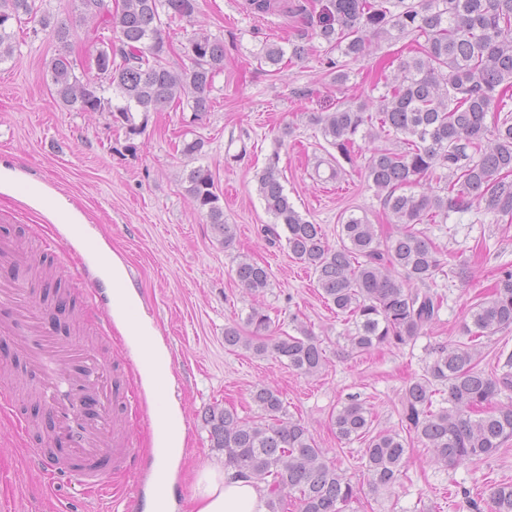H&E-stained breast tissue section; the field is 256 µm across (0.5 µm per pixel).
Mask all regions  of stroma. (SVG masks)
Returning <instances> with one entry per match:
<instances>
[{
	"mask_svg": "<svg viewBox=\"0 0 512 512\" xmlns=\"http://www.w3.org/2000/svg\"><path fill=\"white\" fill-rule=\"evenodd\" d=\"M284 2L287 11L259 16L245 0H199L198 25L224 44L213 106L198 118L188 110L136 113L143 127L137 135L109 113L60 107L43 74L59 44L42 31L18 34L16 61L0 64V164L16 171L20 182L44 185L86 217L90 231L124 261L144 315L164 340L175 363L170 392L190 432L171 488L174 512H193L198 472L224 463L223 452L211 446L206 413L232 407L244 420L257 419L252 393L260 385L279 391L288 418L301 420L327 460L358 487L346 512H470V498L481 512H490L492 489L512 483V440L493 456L453 468L411 443L401 479L375 492L363 442L338 441L331 417L355 399L370 411L373 432L400 430L405 387L423 374L435 349L466 341L472 308L491 294L501 269H512V222L479 206L451 214L444 224H424L440 263L427 286L445 297L436 322L408 344L352 352L349 326L324 302L314 274L289 257L285 243L263 233L271 218L257 192V176L278 155L290 200L303 218L321 225L329 244H337L340 217L350 210L388 234L381 201L362 174L372 143L356 140L354 171L319 180L317 163L333 148L309 116L377 98L400 45L373 41L348 83L336 86L327 75V47L311 25L321 0ZM291 41L310 46L304 60L283 63L277 71L258 63L264 44ZM185 138L204 142L195 159L175 149ZM195 166L215 178L224 218L236 228L231 245L218 241L186 191L185 175ZM35 225L50 235L59 231L20 195L0 192L1 238L29 237ZM244 256L268 268L270 286L263 294H249L235 282L234 269ZM254 308L270 317L274 336L293 333L303 323L326 351L320 373L304 376L274 357L226 346L225 328L250 335L246 319ZM17 439L0 415V505L9 512H124L125 498L137 486L136 469L114 476L111 499L75 504L61 484L52 500Z\"/></svg>",
	"mask_w": 512,
	"mask_h": 512,
	"instance_id": "35a3bbf8",
	"label": "stroma"
}]
</instances>
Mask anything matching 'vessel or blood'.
I'll use <instances>...</instances> for the list:
<instances>
[{"label": "vessel or blood", "mask_w": 512, "mask_h": 512, "mask_svg": "<svg viewBox=\"0 0 512 512\" xmlns=\"http://www.w3.org/2000/svg\"><path fill=\"white\" fill-rule=\"evenodd\" d=\"M31 258L17 240L0 241V335L17 342V356L31 382L28 395L14 386H0V408L16 410L24 397L33 398L47 421L50 447L29 449L47 484L60 481L76 496L107 490L115 474L127 471L133 458L134 431L120 424L118 414L137 401L110 356L99 344H111L112 321L97 315L95 280L79 274L72 291L83 303L80 330H94L99 344L79 337L49 335L42 313L32 301L25 271Z\"/></svg>", "instance_id": "1"}]
</instances>
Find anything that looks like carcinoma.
<instances>
[{"instance_id": "cac0c4a2", "label": "carcinoma", "mask_w": 512, "mask_h": 512, "mask_svg": "<svg viewBox=\"0 0 512 512\" xmlns=\"http://www.w3.org/2000/svg\"><path fill=\"white\" fill-rule=\"evenodd\" d=\"M75 15L59 19L37 0H0V63L15 60L16 33L29 20L63 46L79 33L77 23L96 21L86 38L97 77L77 76L76 63L59 53L48 63L54 95L70 112H108L140 132L133 113L176 111L185 106L194 116L212 107L215 77L224 68V43L201 29L181 43L189 66L167 60L171 33L163 16L189 23L199 13V0H122L112 9L105 0H71ZM317 36L339 59L327 62L337 85L350 77V65L366 56L372 40L412 38L411 55L396 57L385 92L374 102L348 105L311 115L347 163L358 133L378 141L394 140L395 149L373 150L364 177L377 190L393 233L381 237L367 217L342 218L333 247L322 228L304 219L290 201L272 156L258 175L257 191L272 215L263 232L286 241L293 259L317 276L322 298L336 314L353 324L350 348L369 352L380 345L404 344L430 327L443 297L426 287L439 268L435 247L416 228L424 221L445 223L450 214L475 204L500 217H512V0H326L316 21ZM310 47L292 42L288 48L263 45L260 63L279 66L285 55L302 60ZM115 97H107V91ZM493 113V126L486 124ZM444 172L438 193L416 194L410 188L426 176ZM187 193L208 223L229 244L235 227L224 220V207L213 174L193 167L186 174ZM235 280L252 295L270 285L268 268L244 258ZM473 328L465 342L442 346L401 397V422L431 452L435 462L454 467L492 456L512 439V406L496 399L512 392V354L502 373L479 369L483 339L512 326V270L501 272L490 298L474 306ZM251 335L235 327L224 330V344L242 346L258 356L270 355L303 374L319 372L325 349L308 331L267 336L270 318L252 309ZM448 389L447 405L434 406L436 385ZM252 399L264 420H241L228 408L206 417L212 447L224 452V465L236 475L263 483L270 512L284 506L283 492L294 495L298 512H345L357 488L327 461L314 437L298 420L286 417L278 391L258 386ZM341 441L363 440L370 485L385 489L403 474L408 441L396 431L371 433L367 408L353 399L331 417ZM491 512H512V483L497 485Z\"/></svg>"}]
</instances>
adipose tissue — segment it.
Here are the masks:
<instances>
[{
	"mask_svg": "<svg viewBox=\"0 0 512 512\" xmlns=\"http://www.w3.org/2000/svg\"><path fill=\"white\" fill-rule=\"evenodd\" d=\"M25 201L53 223L66 225L70 234H78L85 222L81 212L64 199L52 196L45 188H32ZM99 255L110 266L113 289L124 290L128 299L127 305H113L112 319L122 336L142 337V348L152 361L141 365L140 372L148 380L157 381L162 369L169 366L170 354L152 323L141 317V301L131 289L127 270L120 259L104 246L100 247ZM194 501V512H268L267 493L260 484L239 478L235 472L221 467L209 466L199 472Z\"/></svg>",
	"mask_w": 512,
	"mask_h": 512,
	"instance_id": "ef3b65f1",
	"label": "adipose tissue"
}]
</instances>
